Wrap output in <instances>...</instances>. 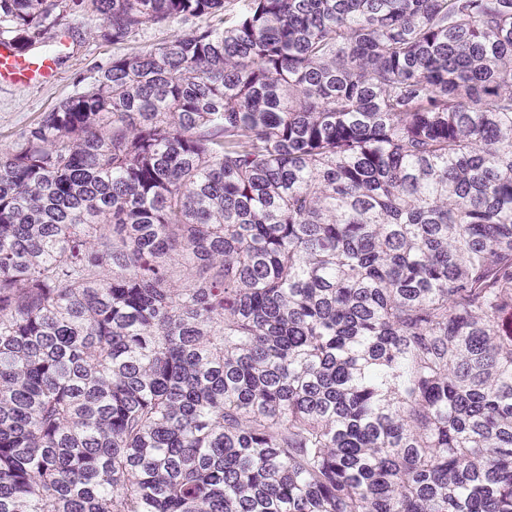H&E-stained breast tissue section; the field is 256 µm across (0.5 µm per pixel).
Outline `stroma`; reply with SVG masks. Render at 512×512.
Returning a JSON list of instances; mask_svg holds the SVG:
<instances>
[{
  "mask_svg": "<svg viewBox=\"0 0 512 512\" xmlns=\"http://www.w3.org/2000/svg\"><path fill=\"white\" fill-rule=\"evenodd\" d=\"M99 25V18L92 12L80 9L68 12L59 26L52 29L49 42L35 44L37 51L48 48L58 54V80L48 86L0 85V149L12 148L27 127L76 93L80 83L90 82L97 67L110 61L112 55L162 44L193 27L192 22L176 20L161 27L144 28L135 41L114 45L95 38Z\"/></svg>",
  "mask_w": 512,
  "mask_h": 512,
  "instance_id": "35a3bbf8",
  "label": "stroma"
}]
</instances>
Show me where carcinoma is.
<instances>
[{
    "label": "carcinoma",
    "mask_w": 512,
    "mask_h": 512,
    "mask_svg": "<svg viewBox=\"0 0 512 512\" xmlns=\"http://www.w3.org/2000/svg\"><path fill=\"white\" fill-rule=\"evenodd\" d=\"M224 2L0 153V512H512V0Z\"/></svg>",
    "instance_id": "carcinoma-1"
}]
</instances>
